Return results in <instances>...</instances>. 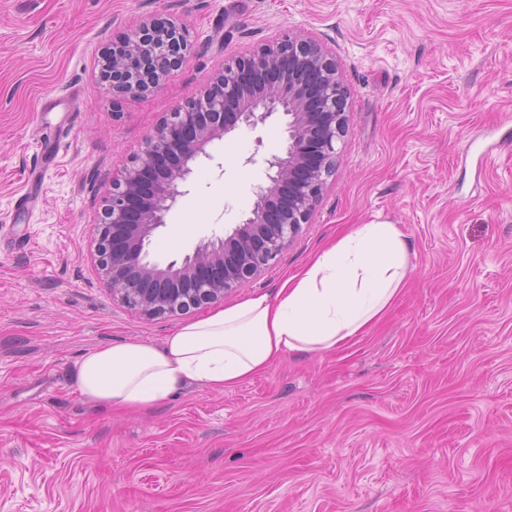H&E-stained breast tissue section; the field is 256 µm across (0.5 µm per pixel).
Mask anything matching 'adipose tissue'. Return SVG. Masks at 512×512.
Listing matches in <instances>:
<instances>
[{
    "label": "adipose tissue",
    "mask_w": 512,
    "mask_h": 512,
    "mask_svg": "<svg viewBox=\"0 0 512 512\" xmlns=\"http://www.w3.org/2000/svg\"><path fill=\"white\" fill-rule=\"evenodd\" d=\"M409 273L399 225H355L276 296L257 294L189 322L161 344L123 342L79 359L73 385L106 408L141 410L194 383L235 386L289 353L343 348L393 304Z\"/></svg>",
    "instance_id": "1"
}]
</instances>
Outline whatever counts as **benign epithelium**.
<instances>
[{
  "mask_svg": "<svg viewBox=\"0 0 512 512\" xmlns=\"http://www.w3.org/2000/svg\"><path fill=\"white\" fill-rule=\"evenodd\" d=\"M187 30L172 20L142 23L101 54L100 78L112 104L151 95L186 63ZM348 89L336 55L294 34L224 64L198 96L163 116L102 200L90 260L112 297L140 315L162 318L218 305L259 279L308 224L336 170V142L348 126ZM287 117V146L268 164L249 215L224 237L201 241L181 261H146L151 236L183 195L205 147L277 112Z\"/></svg>",
  "mask_w": 512,
  "mask_h": 512,
  "instance_id": "7a95c632",
  "label": "benign epithelium"
}]
</instances>
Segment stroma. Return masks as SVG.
I'll use <instances>...</instances> for the list:
<instances>
[{
	"mask_svg": "<svg viewBox=\"0 0 512 512\" xmlns=\"http://www.w3.org/2000/svg\"><path fill=\"white\" fill-rule=\"evenodd\" d=\"M154 18L193 51L160 92L113 103L101 52ZM287 31L335 53L349 130L310 223L225 302L275 294L379 218L405 234L401 294L346 347L224 391L89 403L84 354L204 316L144 318L96 273L113 175L225 61ZM283 130L209 143L150 260L241 223ZM0 512H512V0H0Z\"/></svg>",
	"mask_w": 512,
	"mask_h": 512,
	"instance_id": "obj_1",
	"label": "stroma"
}]
</instances>
